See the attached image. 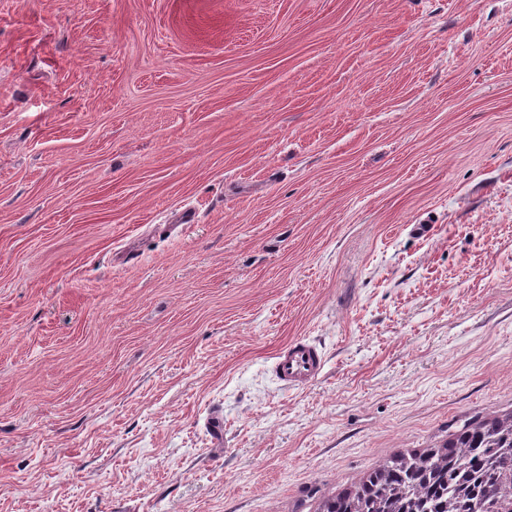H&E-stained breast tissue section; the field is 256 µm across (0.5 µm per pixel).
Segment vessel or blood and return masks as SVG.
<instances>
[{"label": "vessel or blood", "instance_id": "vessel-or-blood-1", "mask_svg": "<svg viewBox=\"0 0 512 512\" xmlns=\"http://www.w3.org/2000/svg\"><path fill=\"white\" fill-rule=\"evenodd\" d=\"M325 366L322 352L306 338L290 341L274 355L270 370L284 386L300 389L314 382Z\"/></svg>", "mask_w": 512, "mask_h": 512}]
</instances>
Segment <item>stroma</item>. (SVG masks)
Here are the masks:
<instances>
[{"label":"stroma","mask_w":512,"mask_h":512,"mask_svg":"<svg viewBox=\"0 0 512 512\" xmlns=\"http://www.w3.org/2000/svg\"><path fill=\"white\" fill-rule=\"evenodd\" d=\"M510 411L512 0H0V512H315ZM325 366L322 352L305 337L280 348L272 358L270 371L289 389H300L314 382Z\"/></svg>","instance_id":"obj_1"}]
</instances>
